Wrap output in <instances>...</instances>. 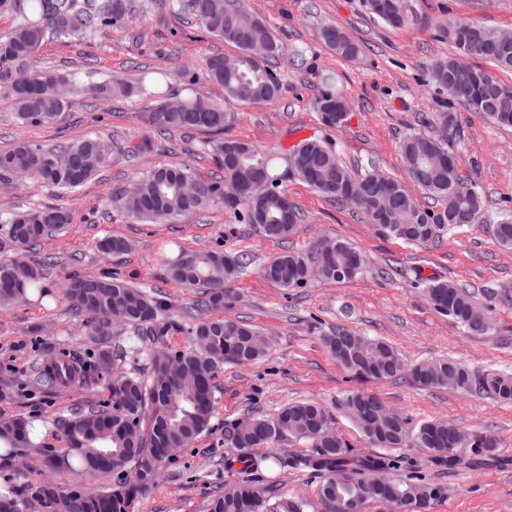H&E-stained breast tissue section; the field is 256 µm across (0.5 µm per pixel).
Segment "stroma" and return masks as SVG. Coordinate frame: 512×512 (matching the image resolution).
<instances>
[{
  "label": "stroma",
  "instance_id": "1",
  "mask_svg": "<svg viewBox=\"0 0 512 512\" xmlns=\"http://www.w3.org/2000/svg\"><path fill=\"white\" fill-rule=\"evenodd\" d=\"M250 13L262 18L288 48L305 51L304 61H281L278 70L287 85L280 99L268 103L234 102V118L224 131L235 138L271 149L276 167L283 152L314 136L332 142L340 160L361 172L368 162L401 181H408L400 155L403 136L413 130L433 134L429 117L437 112L458 116L451 148L459 158L463 179L476 183L491 208L512 209V128L493 127L484 118L451 102L430 81L428 68L451 54L437 27L449 18H466L494 30H512V0H416L419 20L404 29L373 21L362 0H245ZM327 24L345 30L359 43L356 60L346 61L322 47L320 29ZM229 47L191 20L177 18L162 5L145 13L140 25L115 28L81 42L49 41L36 54V67H52L70 79L68 106L49 124L19 127L9 99L0 95V150L18 138L51 145L97 133L122 138L121 150L95 180L74 192L35 183L0 184V215L15 207L52 205L68 211L64 229L26 252L44 264L47 285L60 288L69 278L107 273L137 286L157 287L171 299V326L159 343L180 349L189 337L181 326L186 313L202 297L198 288L172 287L163 280L162 260L179 249L224 250L242 254L247 266L234 281L240 295L234 315L256 326L269 340L261 360L227 366L215 379V413L210 428L192 446L166 462L155 487L137 505V512H205L215 490L234 483L235 471L225 469L226 425L250 413L272 415L285 404L314 399L333 411V428L359 452L372 447L353 422L336 408L347 390L376 395L411 424L445 419L472 433L498 438L502 461L478 470L439 465L414 440L395 454L403 473L421 472L446 486V495L431 512H512V404L463 395L449 387H424L403 376L356 382L336 363L321 342L322 335L344 325L356 333L389 342L407 365L432 358H452L472 369H512V303L497 299L512 292V249L495 239L491 225L477 223L437 242L418 247L386 236L353 210L325 201L304 183L291 179L284 187L305 221L288 240L269 241L222 207L184 220L144 224L112 204V195L128 187L151 166L184 162L203 176L215 170L202 150L204 134L149 135L138 114L146 108L139 97L111 100L98 97L96 84L136 79L137 66L159 67L169 74V92L186 93L185 75L199 72L206 57ZM346 94L350 112L344 127L318 124L313 102L323 83ZM147 153H139L141 144ZM115 234L133 243L131 252L106 256L97 241ZM343 239L365 252L371 266L347 283L317 282L304 288H279L264 279L261 269L286 251H304L318 237ZM421 278L452 279L467 286L479 301L491 304L492 328L483 336L467 334L428 303L415 288L410 271ZM64 303L38 307L0 303V380L13 384L11 399L0 401V419L23 415L40 428L47 445L64 441L56 425L67 410L107 402V377L95 385L50 395L31 386L32 361L71 354L92 357L96 346L84 326ZM259 482L278 481L282 494L303 495L308 512H325L318 478L290 467L263 472Z\"/></svg>",
  "mask_w": 512,
  "mask_h": 512
}]
</instances>
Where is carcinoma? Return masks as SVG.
Instances as JSON below:
<instances>
[{"label":"carcinoma","instance_id":"obj_1","mask_svg":"<svg viewBox=\"0 0 512 512\" xmlns=\"http://www.w3.org/2000/svg\"><path fill=\"white\" fill-rule=\"evenodd\" d=\"M155 0H0V16L12 17L7 32L0 35V94L12 101L18 124L38 126L55 119L67 105L63 89L67 75L34 68L38 49L51 37L84 40L113 27L136 22ZM369 16L392 28L408 27L418 21L414 0H363ZM168 11L187 14L209 33L238 50L237 66H224L225 55L209 56L199 75H186L187 85L199 81L216 85L224 99L194 94L172 99L167 92L168 75L162 69L138 67L134 82L110 80L96 86L105 98L140 95L150 101L140 119L153 133L166 136L177 131H197L211 136L202 144L217 168L204 179L188 165L172 162L145 170L116 201L143 223H157L196 216L212 207L233 211L262 237L283 240L296 232L303 215L295 205L284 206L286 178H296L326 201L362 212L380 230L415 246H427L482 219L493 224L494 237L512 248V210L486 212V200L473 183L459 173L458 160L448 163L438 156L453 153L448 141L457 133L454 112H439L431 122L442 137L412 131L402 139L403 164L412 180L426 194L442 201L439 211L420 206L397 178L370 166L362 175L353 173L339 160L335 147L316 137L300 140L288 152L287 166L277 172L274 154L254 144L221 138L231 121L229 102H271L281 97L283 83L275 64L285 55L297 59L304 50H288L274 31L249 13L242 0H165ZM439 35L457 55L431 64L432 82L448 91L449 98L470 112L491 119L496 125L512 128V86L491 73L463 64L466 57L485 60L501 69L512 70V42L498 47L503 32L490 30L464 18L450 19L439 26ZM319 41L344 59H353L360 46L343 29L327 25L319 31ZM339 111L333 120L336 129L347 121V97L325 88L315 102V117ZM110 160L105 140L85 137L47 147L25 139L0 151V181L29 177L43 185L75 191L96 177ZM242 188L236 196L226 193V185ZM69 214L54 206L38 209L17 207L6 213L3 224L15 249V256L0 259V303L43 301L57 298L70 311L88 317L89 335L98 346L93 366L76 357L40 362L33 366L32 380L50 392L96 383V375L108 371L117 354L112 351V319L122 318L140 341L157 335L156 326L169 304L155 288L133 287L114 277L74 276L58 292L43 283V266L30 264L21 254L69 223ZM328 256L321 265V282L340 283L356 278L369 266V257L346 242L318 239L307 252H284L262 270L270 283L281 288H304L313 283V261L321 248ZM98 249L105 255L120 256L131 250L128 239L107 235ZM245 259L221 250L182 249L163 263L164 280L176 288H203L204 297L192 308L186 334L189 344L181 349H141L150 358L152 378L125 376L108 391L109 410L89 407L58 417L65 447L43 446L34 435V425L22 415L0 420V455L10 456L23 448L43 460L57 453L55 472L73 475L63 487L51 478L0 488V512H19L38 505L48 512H135L139 499L158 481L167 459L163 445L186 447L209 429L215 405L205 398L214 393L213 380L226 365H243L266 355L263 334L245 321L224 316L239 301L231 288ZM429 304L472 335H482L491 326L490 307L474 300L452 280L419 278ZM336 362L358 381L383 380L407 374L427 387L448 385V373L458 378L463 394L512 402V372L491 370L476 373L448 358L405 365L388 343L360 336L344 327L336 335L322 337ZM182 358L189 377L157 383L168 358ZM377 397L359 390L338 400L362 435L380 453L359 455L331 426L332 415L320 403L307 400L285 405L272 416L248 415L225 430L232 449L224 467L239 469L238 481L214 492L207 512H305L301 496L286 497L278 486L257 484L256 476L277 461L276 447L288 441H303L307 453L290 461L294 468L308 469L321 478L320 497L329 512H340L350 498L365 506L380 501L379 483L393 487L398 497L396 512H408L409 502L424 499L432 504L446 493V487L418 475L398 477L400 460L389 453L407 439L406 419L380 418L365 425L360 411ZM490 436L472 434L446 420L421 423L414 432L417 447L435 462L450 469L466 466L477 469L501 457L500 448L488 445ZM471 449L468 456L464 449ZM135 463L134 480L115 475L119 468ZM114 476L112 483L95 488L90 480Z\"/></svg>","mask_w":512,"mask_h":512}]
</instances>
